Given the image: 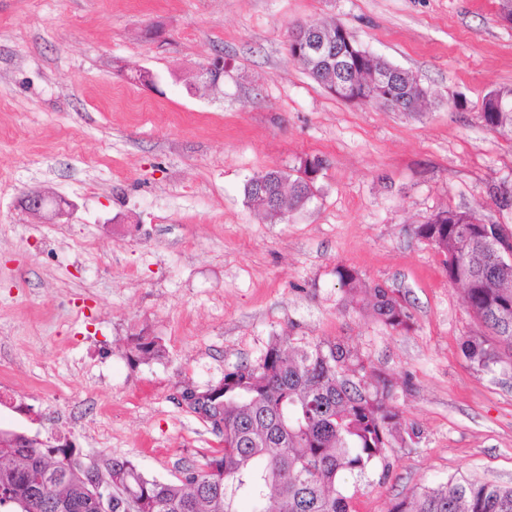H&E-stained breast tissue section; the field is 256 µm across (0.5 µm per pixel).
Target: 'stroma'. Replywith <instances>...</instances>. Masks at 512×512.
<instances>
[{
	"label": "stroma",
	"instance_id": "stroma-1",
	"mask_svg": "<svg viewBox=\"0 0 512 512\" xmlns=\"http://www.w3.org/2000/svg\"><path fill=\"white\" fill-rule=\"evenodd\" d=\"M331 18L412 72L425 109L340 99L291 59L292 28ZM502 85L498 0H0V429L174 481L219 447L178 405L184 384H216L276 336L341 340L420 433L368 472L356 512L459 474L512 484V365L465 358L483 328L415 233L446 207L512 225L489 195L512 183V139L482 119ZM313 157L306 209L273 222L247 204L253 175ZM33 190L74 214L22 211ZM340 266L399 295L410 330L348 304ZM139 334L161 357H131Z\"/></svg>",
	"mask_w": 512,
	"mask_h": 512
}]
</instances>
